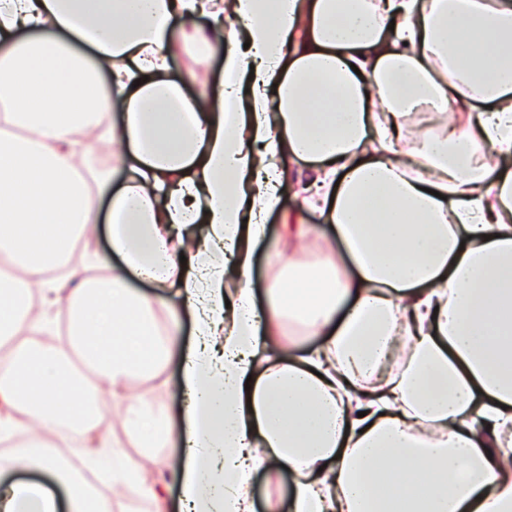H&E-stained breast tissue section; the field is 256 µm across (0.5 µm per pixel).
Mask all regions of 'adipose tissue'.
Masks as SVG:
<instances>
[{"label":"adipose tissue","mask_w":512,"mask_h":512,"mask_svg":"<svg viewBox=\"0 0 512 512\" xmlns=\"http://www.w3.org/2000/svg\"><path fill=\"white\" fill-rule=\"evenodd\" d=\"M510 50L512 0H0V256L24 273L0 277V512H108L46 444L62 430L133 498L177 483L185 512H255L263 466L288 482L264 512H512ZM215 51L219 79L187 97L170 58ZM97 140L120 191L81 175ZM289 169L322 221L282 235L319 251L277 254L259 304ZM102 197L121 270L92 246ZM35 297L67 341L37 343ZM491 316L506 337L478 336ZM174 361L177 416L136 388ZM102 394L187 456L104 444ZM31 467L46 482L13 480ZM268 238L266 245L260 248L254 260V288L257 302L263 303V288L274 274V262L270 260L269 255L276 251L283 250L284 243L280 238V216L273 214L268 221Z\"/></svg>","instance_id":"obj_1"}]
</instances>
